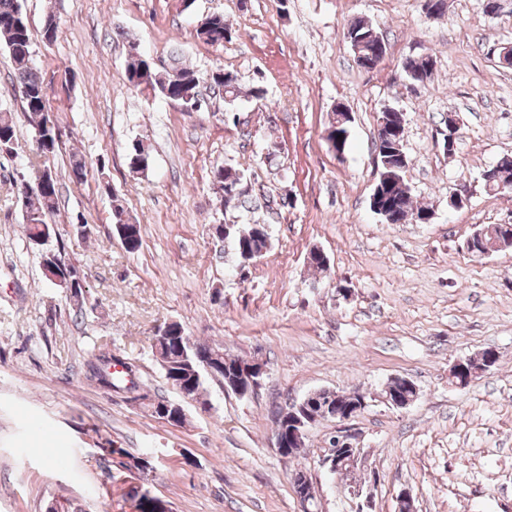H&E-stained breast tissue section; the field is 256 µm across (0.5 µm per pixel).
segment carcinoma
<instances>
[{
    "instance_id": "1",
    "label": "carcinoma",
    "mask_w": 512,
    "mask_h": 512,
    "mask_svg": "<svg viewBox=\"0 0 512 512\" xmlns=\"http://www.w3.org/2000/svg\"><path fill=\"white\" fill-rule=\"evenodd\" d=\"M348 32L351 37L364 41L365 51H375L380 32L369 22L358 19L350 24ZM196 36L211 46H222L231 39L230 28L224 23L221 14H210L206 22L196 29ZM0 43L9 53L15 80L21 93L22 109L34 132L36 156L49 160L59 147V128L49 113V98L43 80L37 74L32 62V34L30 22L23 12L20 0H0ZM427 62L418 57L409 56L402 63L407 71L405 80L416 81L415 75L423 72ZM126 74L129 84L135 88L145 87L159 96L173 101L188 97L198 99L201 77L192 68L174 63L170 68L157 70L142 58L135 44H129L126 59ZM214 86L224 88L228 101L238 95L237 76L232 72L218 69L210 76ZM378 167L387 174L388 185L383 190L385 200L391 202L399 213L398 221L415 219L421 214H430L422 206L414 204L409 188L404 181L406 164L394 158L389 152L390 145L382 137L375 138ZM17 145L16 126L12 114L0 113V153H10ZM129 166L136 172H145L150 166V154L142 141L133 140L127 151ZM87 174L86 161L72 156L69 163L68 178L77 184L84 182ZM239 179V172L232 166H220L213 171V184L221 194L224 205L242 207L246 195H227L224 193V181L232 183ZM18 197L23 207L24 232L28 240L43 235V228L52 227L53 217L59 207V188L57 173L50 167H44L32 181L21 183L17 187ZM114 230L129 253L137 252L142 244L141 227L130 222L123 207L113 205ZM484 240H474L471 254L482 256L483 251L491 249L501 239L498 225L488 224L482 227ZM236 250L246 249L251 253L263 254L269 243L263 234L252 235L244 240L235 241ZM44 257L51 258L54 266L78 272L79 267L66 259L60 248L44 252ZM182 325L170 324L168 334L171 338L160 343V356L164 360L161 369L168 381H180L190 396L198 398L203 389L207 375L200 365V359L215 351V347L200 341L187 342L180 334Z\"/></svg>"
}]
</instances>
